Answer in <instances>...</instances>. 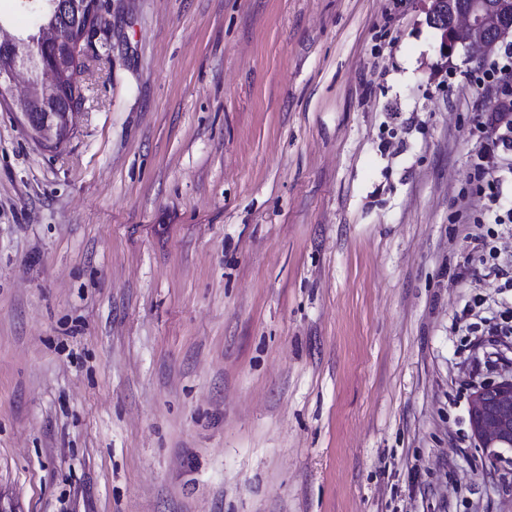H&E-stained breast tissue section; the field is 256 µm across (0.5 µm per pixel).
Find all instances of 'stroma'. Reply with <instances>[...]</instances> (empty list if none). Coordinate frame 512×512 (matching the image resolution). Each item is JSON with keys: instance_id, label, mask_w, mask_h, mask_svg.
<instances>
[{"instance_id": "35a3bbf8", "label": "stroma", "mask_w": 512, "mask_h": 512, "mask_svg": "<svg viewBox=\"0 0 512 512\" xmlns=\"http://www.w3.org/2000/svg\"><path fill=\"white\" fill-rule=\"evenodd\" d=\"M48 149L0 103V512H512V288L423 0H103ZM470 424L479 446L496 461L512 464V377L476 387L471 394Z\"/></svg>"}]
</instances>
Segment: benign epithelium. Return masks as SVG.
<instances>
[{
	"instance_id": "benign-epithelium-1",
	"label": "benign epithelium",
	"mask_w": 512,
	"mask_h": 512,
	"mask_svg": "<svg viewBox=\"0 0 512 512\" xmlns=\"http://www.w3.org/2000/svg\"><path fill=\"white\" fill-rule=\"evenodd\" d=\"M426 22L442 32L443 47L461 45L469 50L490 49V45L512 36V0H500L493 6L487 0H470L468 4L446 16V0H427ZM82 23L69 39L70 51L80 59L100 30L101 0H83ZM23 80L27 91L9 95L11 107L37 100L52 99L59 87L57 70L49 60L34 55L13 57L0 64V85L12 90ZM24 128L41 145L53 148L62 139L60 123L49 114L22 112L19 115ZM470 424L479 446L494 460L512 464L505 453L512 451V377H502L484 383L471 394Z\"/></svg>"
}]
</instances>
